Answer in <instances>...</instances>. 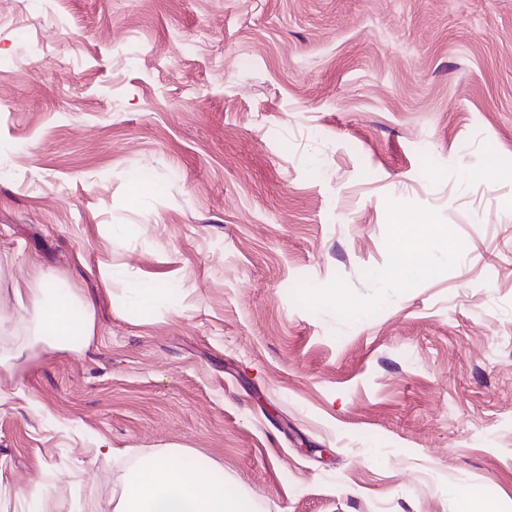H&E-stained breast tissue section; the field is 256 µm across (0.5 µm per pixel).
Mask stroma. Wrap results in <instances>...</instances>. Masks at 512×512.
I'll return each mask as SVG.
<instances>
[{
	"instance_id": "stroma-1",
	"label": "stroma",
	"mask_w": 512,
	"mask_h": 512,
	"mask_svg": "<svg viewBox=\"0 0 512 512\" xmlns=\"http://www.w3.org/2000/svg\"><path fill=\"white\" fill-rule=\"evenodd\" d=\"M0 352V512H113L103 441L245 512H512V0H0ZM425 244L419 238L402 237L397 242V253L402 268L420 269L426 259ZM11 290L29 316L35 343L72 352L89 346L95 330L94 309L89 301L73 293L55 294L51 286L27 288L16 283Z\"/></svg>"
}]
</instances>
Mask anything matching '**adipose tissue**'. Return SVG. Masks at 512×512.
I'll return each instance as SVG.
<instances>
[{"mask_svg": "<svg viewBox=\"0 0 512 512\" xmlns=\"http://www.w3.org/2000/svg\"><path fill=\"white\" fill-rule=\"evenodd\" d=\"M12 293L28 315L33 341L72 352L88 347L95 330L89 301L52 288L14 284ZM185 451L135 454V464L124 475L113 512H241L223 484L207 476H191L181 464Z\"/></svg>", "mask_w": 512, "mask_h": 512, "instance_id": "ef3b65f1", "label": "adipose tissue"}]
</instances>
